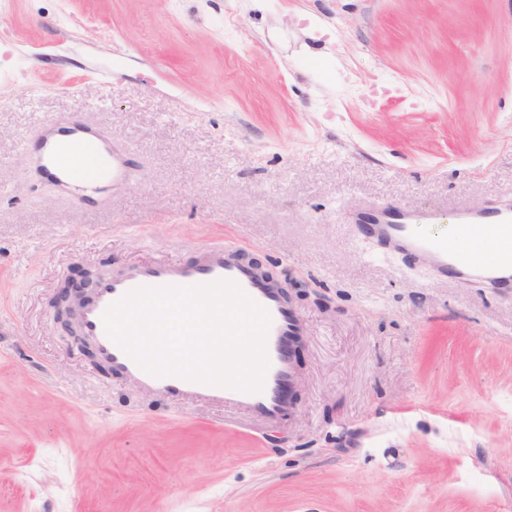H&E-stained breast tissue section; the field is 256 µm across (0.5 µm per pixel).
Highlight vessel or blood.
I'll use <instances>...</instances> for the list:
<instances>
[{
	"instance_id": "1",
	"label": "vessel or blood",
	"mask_w": 512,
	"mask_h": 512,
	"mask_svg": "<svg viewBox=\"0 0 512 512\" xmlns=\"http://www.w3.org/2000/svg\"><path fill=\"white\" fill-rule=\"evenodd\" d=\"M31 163L56 192L75 193L86 202L101 191L128 187L134 179L123 144L105 130L79 120L55 122L40 131L35 137ZM441 220V215L432 212H407L371 204L351 216L363 239L428 266L435 279L451 278L463 286L476 283L496 291L512 288V199L496 200L479 210L453 215L452 235L448 238L425 237L413 231L414 225ZM478 228L491 234L495 250L492 259L475 255L462 258L452 243L456 237L472 238ZM221 280L237 284L271 318L265 340L269 368L261 390L243 391L176 375L151 374L105 331L104 312L135 289L201 286ZM79 320L99 359L144 391L183 406L206 403L231 408L266 422L279 421L288 412L284 391L294 374L288 348L301 330L299 317L276 289L268 287L223 247H206L201 259L193 264L154 260L131 265L116 274L103 273L93 285L90 300L81 308Z\"/></svg>"
}]
</instances>
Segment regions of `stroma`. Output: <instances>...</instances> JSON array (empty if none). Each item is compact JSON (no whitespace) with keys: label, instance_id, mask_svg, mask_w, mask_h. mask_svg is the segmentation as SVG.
<instances>
[{"label":"stroma","instance_id":"35a3bbf8","mask_svg":"<svg viewBox=\"0 0 512 512\" xmlns=\"http://www.w3.org/2000/svg\"><path fill=\"white\" fill-rule=\"evenodd\" d=\"M60 115L123 141L128 190H32ZM510 197L512 0H0V512H512V288L347 220ZM212 243L322 297L280 424L104 375L54 321L74 269Z\"/></svg>","mask_w":512,"mask_h":512}]
</instances>
